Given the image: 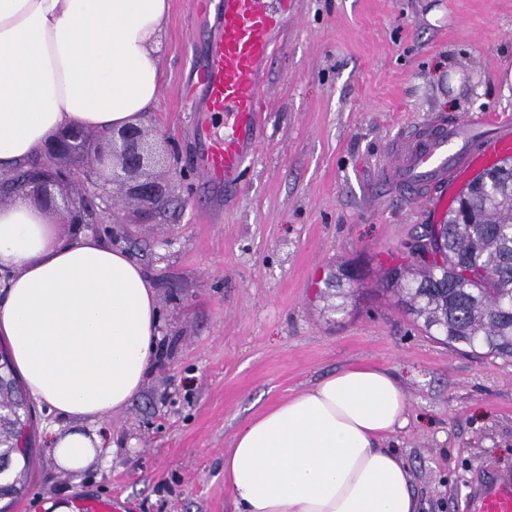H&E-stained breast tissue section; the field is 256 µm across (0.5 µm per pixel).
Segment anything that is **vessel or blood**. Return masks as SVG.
<instances>
[{
  "instance_id": "b4317fda",
  "label": "vessel or blood",
  "mask_w": 512,
  "mask_h": 512,
  "mask_svg": "<svg viewBox=\"0 0 512 512\" xmlns=\"http://www.w3.org/2000/svg\"><path fill=\"white\" fill-rule=\"evenodd\" d=\"M295 0H195L196 11L219 21L197 71L206 91L204 111L224 118L220 136L201 132L199 169L207 185L238 190L262 133L264 71L281 44ZM512 157V117L483 113L440 120L405 133L384 170L396 188H411L416 202L446 208L478 175ZM474 512H512V480L486 478Z\"/></svg>"
}]
</instances>
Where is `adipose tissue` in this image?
<instances>
[{
	"label": "adipose tissue",
	"mask_w": 512,
	"mask_h": 512,
	"mask_svg": "<svg viewBox=\"0 0 512 512\" xmlns=\"http://www.w3.org/2000/svg\"><path fill=\"white\" fill-rule=\"evenodd\" d=\"M170 0H0V175L79 125L138 122L157 103ZM0 339L27 393L67 420L54 463L102 453L98 421L141 391L158 353L159 311L142 267L83 232L61 236L28 197L0 206ZM396 378L345 366L250 418L224 453L236 512H418L387 437L408 423Z\"/></svg>",
	"instance_id": "adipose-tissue-1"
}]
</instances>
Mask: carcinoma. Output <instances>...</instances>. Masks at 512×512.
<instances>
[{
    "label": "carcinoma",
    "instance_id": "1",
    "mask_svg": "<svg viewBox=\"0 0 512 512\" xmlns=\"http://www.w3.org/2000/svg\"><path fill=\"white\" fill-rule=\"evenodd\" d=\"M512 162L475 180L448 212V220L414 237L422 250L385 275L388 288L427 332L446 343L512 359ZM3 405L23 411L14 445L0 447V499L26 487L32 467V415L18 381Z\"/></svg>",
    "mask_w": 512,
    "mask_h": 512
}]
</instances>
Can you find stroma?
Segmentation results:
<instances>
[{"instance_id":"1","label":"stroma","mask_w":512,"mask_h":512,"mask_svg":"<svg viewBox=\"0 0 512 512\" xmlns=\"http://www.w3.org/2000/svg\"><path fill=\"white\" fill-rule=\"evenodd\" d=\"M171 0L155 107L142 119L177 153L160 168L173 203L155 223L126 200L120 248L155 288L160 358L126 409L98 427L109 463L58 468L35 406L33 467L8 512L111 497L116 512H234L224 450L276 401L353 363L387 368L408 400L387 445L404 458L419 512H468L478 472L512 475V362L428 336L381 285L443 213L382 178L387 150L436 118L512 112V0H297L262 95V139L232 195L194 163L196 129L223 120L180 95L215 23ZM462 85L452 91L449 70ZM352 287L336 296L337 269Z\"/></svg>"}]
</instances>
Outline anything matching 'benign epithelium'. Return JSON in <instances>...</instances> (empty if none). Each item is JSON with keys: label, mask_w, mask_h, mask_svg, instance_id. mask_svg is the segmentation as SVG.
<instances>
[{"label": "benign epithelium", "mask_w": 512, "mask_h": 512, "mask_svg": "<svg viewBox=\"0 0 512 512\" xmlns=\"http://www.w3.org/2000/svg\"><path fill=\"white\" fill-rule=\"evenodd\" d=\"M175 147L163 139H150L139 124L109 133H94L71 126L53 134L41 149V162L14 175L0 177V200L25 195L60 215L73 227L84 224H119V201L106 186L127 187L156 217L169 202L164 185L154 176ZM84 161L77 169L72 161ZM15 413L0 407V446L15 434Z\"/></svg>", "instance_id": "1"}]
</instances>
